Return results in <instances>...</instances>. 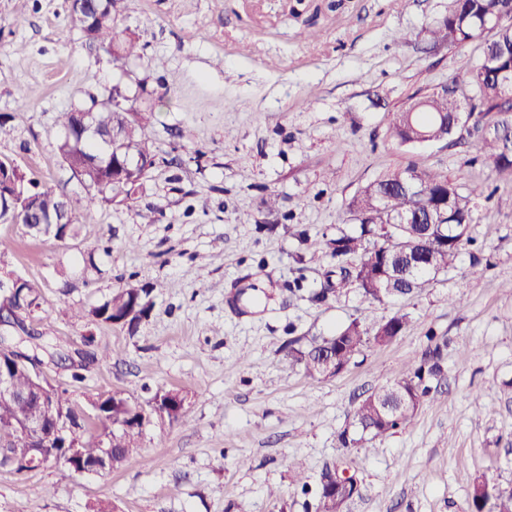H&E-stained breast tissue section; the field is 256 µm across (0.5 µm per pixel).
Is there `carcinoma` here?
<instances>
[{
  "mask_svg": "<svg viewBox=\"0 0 512 512\" xmlns=\"http://www.w3.org/2000/svg\"><path fill=\"white\" fill-rule=\"evenodd\" d=\"M125 0H81L80 14L89 21L80 25L85 45L92 51L115 61L140 57L137 43L123 36L121 28ZM502 21L487 46L486 64L472 72L471 81L479 88L478 116L473 128L478 134L479 150L500 179L512 181V84L506 83L500 71L512 65V0H455L453 9L428 28L433 46L458 47L479 36L478 26L484 20ZM460 84L453 79L442 87L443 94L428 95L406 104L394 113L390 131L400 143H420L421 137L442 129V116L462 113L459 98ZM91 108L100 124L109 129L118 127L123 140L122 155L137 159L156 158L153 145L145 130L154 112L140 110L130 103V97L120 88L92 99ZM74 112L57 115L64 131L54 151L71 175L85 185L87 196L73 203L64 193L52 187L40 188L24 172L10 170L0 175V199L17 197V203L6 209L0 206V224L36 226L38 231L58 241L78 234L81 224L93 219L98 207L122 204L133 199L141 186L143 175L129 173L123 178L112 176V162L101 160L100 140L73 132ZM473 194L464 195L448 176L433 170L413 167L397 169L366 185L348 204L350 220L359 226L353 233L340 232L329 240L336 266L326 271L322 287L309 292L310 301L320 303L329 295H339L347 288L370 302H383L393 294L375 279L387 267L396 269L402 256L412 249L419 250L423 265L408 276V294L424 292L436 279L454 267L458 255L468 240L472 218ZM67 214L64 224H47L45 220L58 213ZM154 289L128 284L114 290L101 304L79 309L75 316L96 323L122 324L134 328L148 316ZM19 305L26 311L40 308L39 286L29 279L9 299V308ZM408 324V315L396 314L371 327L353 320L333 336L314 341L307 348H289L292 363L303 367L311 378L325 376L327 366L340 372L369 344L384 345L401 335ZM14 334L0 335V342L17 344L30 357L41 358L44 348L37 343L40 333L26 324L14 321ZM440 345L428 349L425 355L412 362L407 372L380 385L363 397L355 406L352 421L363 430L360 438L340 435L343 445H355L367 437L384 438L394 433L414 416L428 396L426 380L442 371ZM17 398L0 396V426L39 418L37 395L32 392L30 375L24 369L11 373ZM60 409L72 425V433L49 442L43 462L29 458L33 447L31 431L16 430L6 440V454L0 467L21 472L27 464L36 470L49 463H62L73 473H79L78 461L98 460L102 445L112 449V470H119L138 447L146 425L145 410L119 392L104 398L97 397L91 405L97 408V433H92L85 419L78 415V405L69 390L52 387ZM159 409L172 420L186 416L184 398L176 390L158 391L151 410ZM336 467L323 468L316 489V512H341L347 499L336 496L333 476ZM469 512H512V488H500L484 475L477 476L468 500Z\"/></svg>",
  "mask_w": 512,
  "mask_h": 512,
  "instance_id": "cac0c4a2",
  "label": "carcinoma"
}]
</instances>
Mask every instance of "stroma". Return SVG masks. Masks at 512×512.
<instances>
[{"instance_id": "1", "label": "stroma", "mask_w": 512, "mask_h": 512, "mask_svg": "<svg viewBox=\"0 0 512 512\" xmlns=\"http://www.w3.org/2000/svg\"><path fill=\"white\" fill-rule=\"evenodd\" d=\"M452 3L131 0L123 26L141 56L119 70L87 49L70 0H0V159L84 199L53 149L56 117L118 82L136 108H154L157 153L133 201L100 207L73 239L0 224V278L39 284L29 321L45 372L81 409L115 391L145 406L178 389L187 411L152 416L138 453L104 476L0 468V512H90L99 499L115 512H315L301 485L317 486L328 463L359 481L345 512H466L476 476L512 486V182L495 178L467 128L414 147L389 132L394 112L452 78L475 94L482 42L434 48L425 33ZM407 166L478 192L455 267L413 298L369 302L351 288L308 301L333 263L329 239L355 229L352 197ZM147 209L154 223H141ZM129 283L154 290L136 330L71 317ZM249 287L259 302L234 310L230 293ZM397 312L406 333L336 376L289 362L290 342ZM433 340L446 344L443 372L414 417L343 447L358 396ZM88 352L96 363L73 381Z\"/></svg>"}]
</instances>
